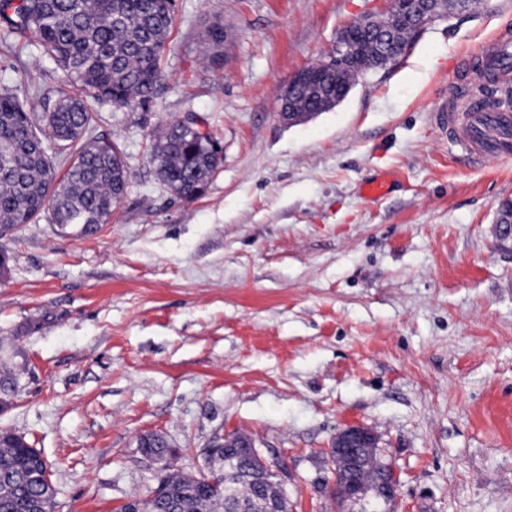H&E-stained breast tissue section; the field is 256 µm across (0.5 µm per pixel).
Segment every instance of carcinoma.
<instances>
[{
	"label": "carcinoma",
	"mask_w": 512,
	"mask_h": 512,
	"mask_svg": "<svg viewBox=\"0 0 512 512\" xmlns=\"http://www.w3.org/2000/svg\"><path fill=\"white\" fill-rule=\"evenodd\" d=\"M173 27V0H0V47L35 44L62 76L56 88L30 83L19 94L0 88V279L10 275L8 233L36 222L44 211L52 223L77 237L91 236L109 223L125 194L129 172L112 142L95 135L87 99L115 108L146 107L168 88L161 66ZM208 57L224 56V28L210 27ZM358 68L379 61L374 37L362 39ZM295 122L332 109L336 84L306 81L291 91ZM150 162L160 182L182 201L206 190L220 165L212 136L200 139L181 122L152 135ZM29 372L20 351L0 356V413L12 409L21 379ZM140 451L165 460L158 486L128 512H263L278 502L290 512L276 473L242 454L235 442L224 448L238 475L224 493V461L210 472L216 485L173 468V446L163 434L140 437ZM377 448L360 451L357 479L368 491L387 478ZM55 488L41 452L24 435L0 429V512H55Z\"/></svg>",
	"instance_id": "carcinoma-1"
}]
</instances>
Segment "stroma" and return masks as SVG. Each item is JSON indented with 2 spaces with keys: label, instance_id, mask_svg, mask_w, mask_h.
Wrapping results in <instances>:
<instances>
[{
  "label": "stroma",
  "instance_id": "obj_1",
  "mask_svg": "<svg viewBox=\"0 0 512 512\" xmlns=\"http://www.w3.org/2000/svg\"><path fill=\"white\" fill-rule=\"evenodd\" d=\"M386 0H175L162 64L170 88L145 109L93 105L121 151L126 194L94 236L49 213L10 242L0 338L34 372L0 428L52 471L56 512H117L161 478L140 459L159 431L178 469L204 470L214 437L250 436L288 470L292 512H336L321 487L350 426L374 432L400 477L396 512H512V248L496 209L512 159L470 162L435 122L454 67L512 30V0H482L415 35L333 109L293 125L277 97L325 59L348 23ZM222 22L224 63L201 56ZM35 45L0 52V85L24 89ZM194 115L222 162L197 200L176 199L150 134ZM388 194L363 182L389 170Z\"/></svg>",
  "mask_w": 512,
  "mask_h": 512
}]
</instances>
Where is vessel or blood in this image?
Returning a JSON list of instances; mask_svg holds the SVG:
<instances>
[{
	"instance_id": "obj_1",
	"label": "vessel or blood",
	"mask_w": 512,
	"mask_h": 512,
	"mask_svg": "<svg viewBox=\"0 0 512 512\" xmlns=\"http://www.w3.org/2000/svg\"><path fill=\"white\" fill-rule=\"evenodd\" d=\"M458 70H477L498 87L512 91V34L501 33L480 56L465 55ZM434 118L450 131L469 158L490 160L512 155V111L489 107L484 99L470 98L464 104L443 97Z\"/></svg>"
}]
</instances>
